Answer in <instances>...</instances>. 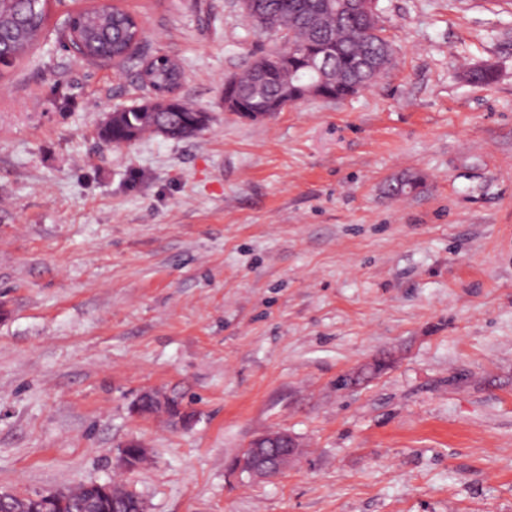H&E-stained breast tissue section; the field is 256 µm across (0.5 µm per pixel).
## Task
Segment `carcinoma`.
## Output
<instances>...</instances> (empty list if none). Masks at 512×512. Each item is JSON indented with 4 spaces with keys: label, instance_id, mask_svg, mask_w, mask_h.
Here are the masks:
<instances>
[{
    "label": "carcinoma",
    "instance_id": "1",
    "mask_svg": "<svg viewBox=\"0 0 512 512\" xmlns=\"http://www.w3.org/2000/svg\"><path fill=\"white\" fill-rule=\"evenodd\" d=\"M259 14L256 28L286 32L288 47L301 54L315 55L326 46L333 52V59L321 74L304 64L282 66L278 51L260 54L242 73L224 80V90L253 111L268 112L271 103L282 98L301 100L309 86L317 87L322 99L339 101L357 93L354 84L370 85L394 66L393 49L383 36L379 18L368 19L352 12L347 0H262ZM46 20L47 0H0V55L10 63L26 54L37 42ZM66 29L77 35L91 60H126L136 24L125 11L84 10L68 17ZM181 73L179 64L166 58L153 59L143 100L121 109L112 123L100 125L99 137L119 146L160 128L166 129L171 140L197 135L190 124L200 110L180 98L165 106L159 97ZM466 76L469 82L484 86L496 81L498 71L487 63L469 69ZM423 186V177L408 174L392 180L387 191L399 196L415 193ZM141 401L144 414L163 411L172 419L178 416L174 410L162 408L148 391ZM88 500L100 504L97 512H112L114 506L120 512L147 509L145 501L124 484H110L103 498L95 484L88 483L59 492L50 501L49 512H83L80 504Z\"/></svg>",
    "mask_w": 512,
    "mask_h": 512
}]
</instances>
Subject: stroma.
Returning a JSON list of instances; mask_svg holds the SVG:
<instances>
[{"mask_svg":"<svg viewBox=\"0 0 512 512\" xmlns=\"http://www.w3.org/2000/svg\"><path fill=\"white\" fill-rule=\"evenodd\" d=\"M145 40L45 32L0 65V493L124 480L148 512H512V0H378L394 68L264 121L224 80L279 48L238 0H114ZM212 121L108 145L146 60ZM495 63L497 81L467 83ZM405 173L423 192L387 194ZM158 390L190 425L141 416ZM300 448L273 480L255 437ZM139 440L147 459L126 469ZM269 433L258 436L250 441L248 448H245L241 455L237 458L235 469L241 472L242 470L249 471L253 476L260 479H273L280 475L278 472L275 474L273 470L265 467L264 463V448L265 443L271 439Z\"/></svg>","mask_w":512,"mask_h":512,"instance_id":"35a3bbf8","label":"stroma"}]
</instances>
